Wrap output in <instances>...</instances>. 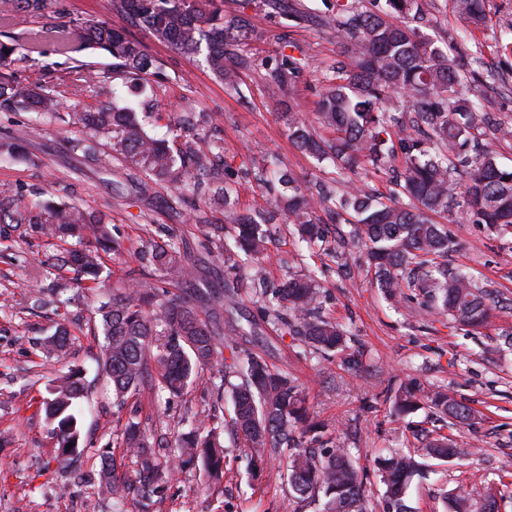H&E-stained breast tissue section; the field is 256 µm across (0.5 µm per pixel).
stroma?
Wrapping results in <instances>:
<instances>
[{
    "label": "stroma",
    "instance_id": "obj_1",
    "mask_svg": "<svg viewBox=\"0 0 512 512\" xmlns=\"http://www.w3.org/2000/svg\"><path fill=\"white\" fill-rule=\"evenodd\" d=\"M60 6L64 21H106L143 43L159 68L158 75L147 79L152 111L143 121L148 132L172 137L176 122L188 116L196 130L220 139L223 153L213 162L214 173L217 180L232 184L238 210L271 209L278 190L259 185L255 175L273 161L310 189L327 181L322 166L289 138L286 116L301 112L315 119L325 74L347 58L346 42L334 30L305 18H284L266 0H224L225 12L247 21L249 33L241 50L256 63L234 92L214 79L202 56L179 52L132 26L112 11L110 0H61ZM509 15L512 0H490L482 29L468 28L452 13L440 23L454 38L456 62L477 75L476 88L492 121L512 125V51L497 41L500 24ZM53 23L47 17L30 24L15 68L22 82L46 86L61 109L41 122L30 112L0 109V140H22L18 156L0 158V198L29 199L43 192L103 212L122 249L106 257L100 287L77 289L67 305L37 307L31 294L54 270L60 245L34 231L0 243V512H79L92 501L96 512H112L111 502L97 495L99 455L113 453L118 477L133 476L135 461L120 439L128 417L139 418L154 436L168 440L188 410L210 407L214 396L206 373L188 395L145 390L125 408L114 407L97 362L104 338L91 331L97 308L117 284L157 282L146 253L168 241L202 269L196 282L200 291L223 287L224 257L206 227L223 223L224 211L212 205L204 187L176 190L163 184L140 193L142 173L113 160L108 146L86 156L71 151L70 140L83 135L76 112L107 102L122 105L135 96L103 51L89 49L73 60L58 55L49 32ZM284 53L308 57L310 64L292 96L273 99L261 68ZM90 68L108 72L107 81L73 98L74 85ZM347 230L344 224L328 226L325 243L311 249L286 224H277L262 262L271 289L288 276L316 273L324 287L321 311L348 330L350 349L363 354L362 371L347 369L340 356L326 360L306 351L282 334L243 290L224 296L219 316L225 335L305 390L310 416L322 425L324 441L339 437L352 448L374 512H381L384 493L375 464L378 454L417 452L427 434L451 436L472 454L463 461H435L427 478L413 480L407 496L413 512H450L445 494L463 487L477 498L489 485L500 491L499 512H512V349L503 344L504 333L512 332V237L498 238L485 225L465 218L448 225L452 264L487 284L497 303L492 326L472 333L457 328L424 297L392 305L360 265L357 250L340 245ZM64 321L72 338L65 360L59 361L39 344ZM71 366L82 369L88 386L79 418L85 452L73 468L63 462L58 440L38 410L51 380ZM408 388L447 390L471 406L474 415L454 426L427 406L398 415L395 395ZM225 446L227 465L220 485L206 487L194 466H184L156 512H288L278 461L230 440Z\"/></svg>",
    "mask_w": 512,
    "mask_h": 512
}]
</instances>
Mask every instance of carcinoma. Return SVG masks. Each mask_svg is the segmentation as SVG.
<instances>
[{
  "instance_id": "1",
  "label": "carcinoma",
  "mask_w": 512,
  "mask_h": 512,
  "mask_svg": "<svg viewBox=\"0 0 512 512\" xmlns=\"http://www.w3.org/2000/svg\"><path fill=\"white\" fill-rule=\"evenodd\" d=\"M282 15H314L317 24L334 28L349 40L350 60L331 70L319 102L317 120L327 134L316 133L299 112L288 113V135L304 153L325 164L343 191L314 195L281 173L283 192L278 207L295 226L299 239L312 247L323 240V218L350 226L349 236L361 247L366 266L386 297L398 301L422 295L454 324L478 333L493 318V299L466 269L444 261L452 241L433 216L453 221L465 215L485 224L501 237L512 235V169L502 167L481 136L487 116L477 99L463 91L468 77L455 66L448 51L426 37L409 20L424 19L423 0H384L372 10L362 0H335L326 11L298 8L290 0H268ZM488 0H443L469 26L479 28L488 18ZM56 6L55 0H14L15 25H27ZM112 11L131 20L154 39L174 49L202 54L212 74L229 90H238L240 72L253 66L241 53L244 37L240 19L226 15L217 0H111ZM56 51L69 56L84 49H100L115 66L134 80L154 67L141 41L106 22L88 20L78 28L54 27ZM18 37L0 35V107L55 115L59 102L44 87L22 83L13 55ZM305 68V59L283 54L265 69L266 89L272 98L289 93ZM138 107H102L81 112L78 123L85 136L72 142L83 153L103 143L113 157L142 172L140 192L155 185H200L211 172V159L221 146L206 134L185 138L156 137L137 116ZM397 198L385 201L368 186L346 182L357 169L382 172L396 161ZM234 247L252 260L272 238L266 214L231 212ZM0 224L14 230L34 228L50 240L65 244L86 240L93 247L64 250L57 267L77 271V287L97 284L105 268L102 255L120 250L112 239L107 216L99 211L51 199L17 204L0 200ZM148 262L166 282L178 286L142 288L130 284L117 289L98 307L104 344L101 360L112 389V403L123 407L129 397L147 386L181 396L206 368L213 376L214 405L184 416L174 441L162 447L140 422L127 421L121 433L126 450L136 459L138 485L117 481L115 460L101 456V488L112 493V512H127L130 495L136 512H153L154 499L163 498L185 459L200 463L211 484L224 478V435L243 438L249 448H260L284 464L280 475L286 498L319 512H368L363 477L344 442L319 453L313 444L322 430L310 421L307 397L294 381L270 368L260 357L238 349L204 311L213 296L193 285L195 268L182 262L176 245L155 247ZM256 302L268 317L305 347L323 357L347 349L348 331L320 313L321 285L311 274L293 275L278 288H263L265 272L258 263L248 268ZM68 335L61 328L40 343L48 353L63 352ZM229 349L230 357L224 356ZM50 397L41 403L56 435L61 455L81 454L78 415L87 393L82 372L70 370L49 384ZM232 400L229 417L219 416L224 395ZM428 403L457 425L471 419L473 409L445 392L416 395L403 391L396 398L402 414ZM470 454L448 437L427 441L423 452L396 450L377 459L385 486L383 512H412L406 505L414 478L428 473L426 460L449 461ZM479 501L466 491L452 495V512H478Z\"/></svg>"
}]
</instances>
